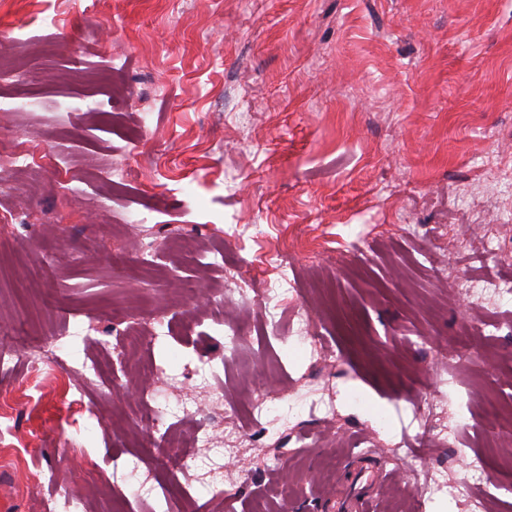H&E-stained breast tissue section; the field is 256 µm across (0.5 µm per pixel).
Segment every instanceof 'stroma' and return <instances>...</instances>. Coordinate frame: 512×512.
<instances>
[{
	"label": "stroma",
	"mask_w": 512,
	"mask_h": 512,
	"mask_svg": "<svg viewBox=\"0 0 512 512\" xmlns=\"http://www.w3.org/2000/svg\"><path fill=\"white\" fill-rule=\"evenodd\" d=\"M52 16L51 53L33 59V112H0V145L62 166L0 169V341L51 345L72 325L76 349L106 354L114 310L164 313L173 333L115 362L112 383L71 401L60 370L0 371V512H44L33 473L59 471L93 512H154L132 495V469L173 485L181 512H247L279 483V512H335L354 478L375 512H512V491L424 493L457 479L473 455L490 479L512 470V443L489 445L478 400L512 402V303L468 298L460 279L512 287V0H0V44ZM81 104L62 123L56 102ZM504 178L487 177L489 168ZM82 180L71 196L59 183ZM139 223L127 224L128 213ZM218 253V264L193 254ZM250 288H280L277 363L259 389L287 395L284 419L240 415L256 440L250 468L221 463L224 498L173 484L137 424L128 379L143 364L171 398L234 403L252 378L224 332L261 309ZM220 288L214 306L203 293ZM477 322L457 363L453 342ZM450 397L424 423L460 414L461 445L432 435L418 476L382 441L411 436L409 408ZM388 429L377 437L376 414ZM315 451L295 452L297 441Z\"/></svg>",
	"instance_id": "stroma-1"
}]
</instances>
